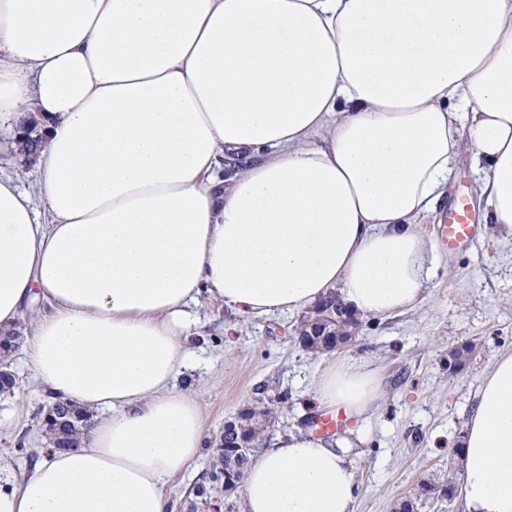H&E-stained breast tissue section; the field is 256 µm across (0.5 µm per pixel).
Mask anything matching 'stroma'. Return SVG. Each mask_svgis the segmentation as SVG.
<instances>
[{
	"mask_svg": "<svg viewBox=\"0 0 512 512\" xmlns=\"http://www.w3.org/2000/svg\"><path fill=\"white\" fill-rule=\"evenodd\" d=\"M476 179L471 166L460 165L435 209L420 220L436 255L423 303L402 314L360 318L355 339L334 352L314 356L302 350L295 337L299 312L245 315L218 301H201L191 345L194 367L179 387L200 408L207 446L167 482L171 501L184 500L209 471L211 443L242 410L273 402L268 440L304 427L319 409L314 391L320 374L341 360L374 370L383 392L374 410L342 431L353 447L355 512H393L422 482L457 466L481 381L499 356L512 353V238L489 224ZM459 197L480 218L477 237L448 251L437 226ZM464 342L475 351L463 371L449 373L448 351ZM12 369L25 398L0 406V467L17 475L48 446L42 418L50 399L23 353L14 354Z\"/></svg>",
	"mask_w": 512,
	"mask_h": 512,
	"instance_id": "35a3bbf8",
	"label": "stroma"
}]
</instances>
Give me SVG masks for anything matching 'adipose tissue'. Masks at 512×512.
Listing matches in <instances>:
<instances>
[{
    "instance_id": "obj_1",
    "label": "adipose tissue",
    "mask_w": 512,
    "mask_h": 512,
    "mask_svg": "<svg viewBox=\"0 0 512 512\" xmlns=\"http://www.w3.org/2000/svg\"><path fill=\"white\" fill-rule=\"evenodd\" d=\"M462 143L512 237V0H0V154L37 172L30 191L0 177V328L46 300L34 371L95 414L81 447L0 478V512H175L165 482L205 440L175 386L200 298L416 308L435 255L415 220ZM380 397L347 361L316 386L358 417ZM461 459L464 512H512V354ZM357 496L350 442L299 429L253 460L241 512Z\"/></svg>"
}]
</instances>
